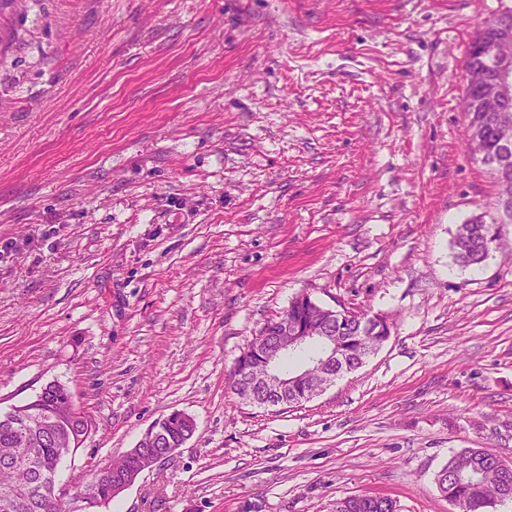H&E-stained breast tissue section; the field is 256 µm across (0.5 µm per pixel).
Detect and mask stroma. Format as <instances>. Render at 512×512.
<instances>
[{
  "label": "stroma",
  "mask_w": 512,
  "mask_h": 512,
  "mask_svg": "<svg viewBox=\"0 0 512 512\" xmlns=\"http://www.w3.org/2000/svg\"><path fill=\"white\" fill-rule=\"evenodd\" d=\"M512 0H0V413L67 387L72 489L156 420L194 435L106 512H454L512 463V260H455L496 187L461 67ZM395 326L303 406L226 374L296 295ZM434 482L456 512H487L497 501L512 500V464L485 448L454 453ZM330 512H399L397 502L387 496L354 495L331 501Z\"/></svg>",
  "instance_id": "35a3bbf8"
}]
</instances>
